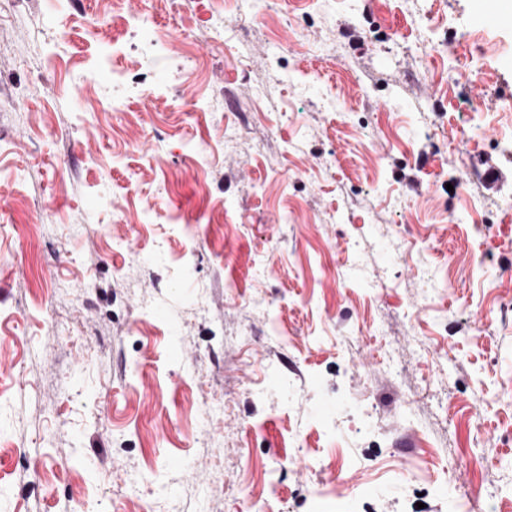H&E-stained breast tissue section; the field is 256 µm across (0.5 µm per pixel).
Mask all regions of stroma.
Returning <instances> with one entry per match:
<instances>
[{"mask_svg": "<svg viewBox=\"0 0 512 512\" xmlns=\"http://www.w3.org/2000/svg\"><path fill=\"white\" fill-rule=\"evenodd\" d=\"M482 13L0 0V512H451V465L512 512V27Z\"/></svg>", "mask_w": 512, "mask_h": 512, "instance_id": "stroma-1", "label": "stroma"}]
</instances>
